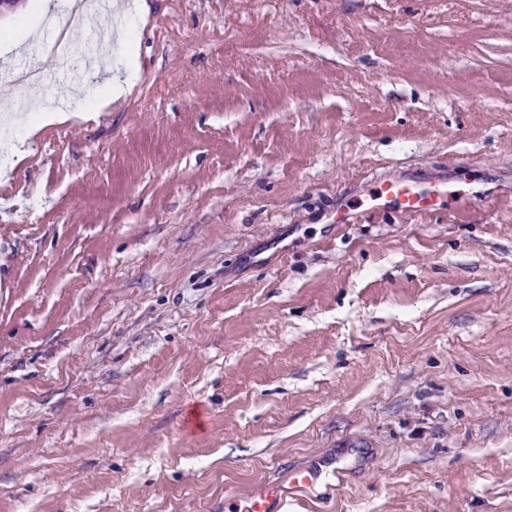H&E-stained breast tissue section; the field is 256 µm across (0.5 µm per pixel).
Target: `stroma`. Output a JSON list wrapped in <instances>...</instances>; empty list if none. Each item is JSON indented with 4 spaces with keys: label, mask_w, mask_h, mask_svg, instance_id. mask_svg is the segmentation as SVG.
<instances>
[{
    "label": "stroma",
    "mask_w": 512,
    "mask_h": 512,
    "mask_svg": "<svg viewBox=\"0 0 512 512\" xmlns=\"http://www.w3.org/2000/svg\"><path fill=\"white\" fill-rule=\"evenodd\" d=\"M112 2L111 72L90 29L0 58L42 77L0 112V512H236L343 447L281 512H512V0ZM403 176L483 199L356 208Z\"/></svg>",
    "instance_id": "1"
}]
</instances>
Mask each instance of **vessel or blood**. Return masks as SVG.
<instances>
[{
  "instance_id": "1",
  "label": "vessel or blood",
  "mask_w": 512,
  "mask_h": 512,
  "mask_svg": "<svg viewBox=\"0 0 512 512\" xmlns=\"http://www.w3.org/2000/svg\"><path fill=\"white\" fill-rule=\"evenodd\" d=\"M469 191L455 189L438 183L430 189L421 188L419 183L384 179L377 182L364 196L359 199V206H395L410 215L424 213L436 203L470 200ZM342 467L335 462H328L326 469H303L290 473L287 484L268 483L250 494L246 499L243 512H278L285 499L295 493L317 496L320 488L331 486L332 482L341 478Z\"/></svg>"
}]
</instances>
